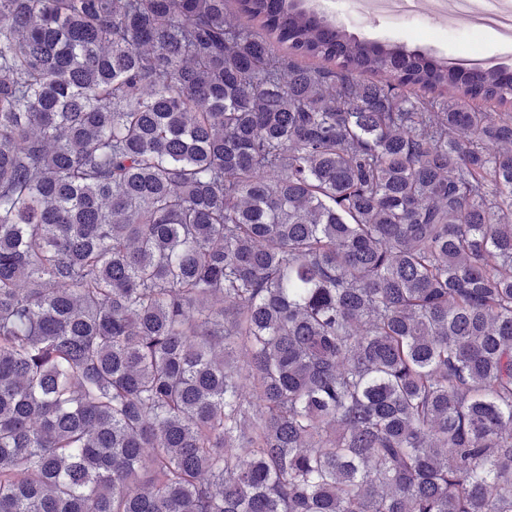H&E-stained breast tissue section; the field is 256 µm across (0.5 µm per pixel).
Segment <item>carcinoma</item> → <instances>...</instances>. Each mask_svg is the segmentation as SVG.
Listing matches in <instances>:
<instances>
[{
	"label": "carcinoma",
	"mask_w": 512,
	"mask_h": 512,
	"mask_svg": "<svg viewBox=\"0 0 512 512\" xmlns=\"http://www.w3.org/2000/svg\"><path fill=\"white\" fill-rule=\"evenodd\" d=\"M228 2L0 0V512H512V73Z\"/></svg>",
	"instance_id": "obj_1"
}]
</instances>
